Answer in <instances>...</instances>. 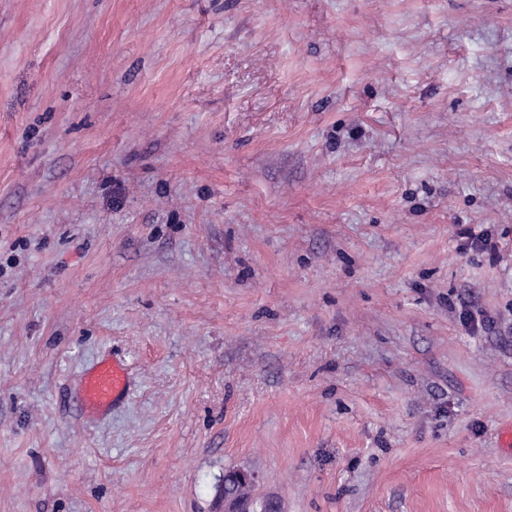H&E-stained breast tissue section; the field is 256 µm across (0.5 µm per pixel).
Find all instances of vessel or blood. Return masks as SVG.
I'll return each instance as SVG.
<instances>
[{
	"label": "vessel or blood",
	"instance_id": "b4317fda",
	"mask_svg": "<svg viewBox=\"0 0 512 512\" xmlns=\"http://www.w3.org/2000/svg\"><path fill=\"white\" fill-rule=\"evenodd\" d=\"M130 376L123 359L99 362L84 376L79 395L81 406L88 411H105L122 400L129 391Z\"/></svg>",
	"mask_w": 512,
	"mask_h": 512
}]
</instances>
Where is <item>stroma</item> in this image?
Listing matches in <instances>:
<instances>
[{
    "label": "stroma",
    "instance_id": "obj_1",
    "mask_svg": "<svg viewBox=\"0 0 512 512\" xmlns=\"http://www.w3.org/2000/svg\"><path fill=\"white\" fill-rule=\"evenodd\" d=\"M508 423L512 0H0V512H512ZM129 387L130 376L125 361L112 356L85 374L79 401L85 410L105 411L122 400ZM235 473H237L235 469L226 471L224 492L229 495H235L245 503L250 504L249 512H270L272 506L270 502L271 500H264L255 497V486L251 485L253 483H257V476L255 473L243 470L238 472L239 478L242 481L249 483L248 485L240 483L235 477Z\"/></svg>",
    "mask_w": 512,
    "mask_h": 512
}]
</instances>
